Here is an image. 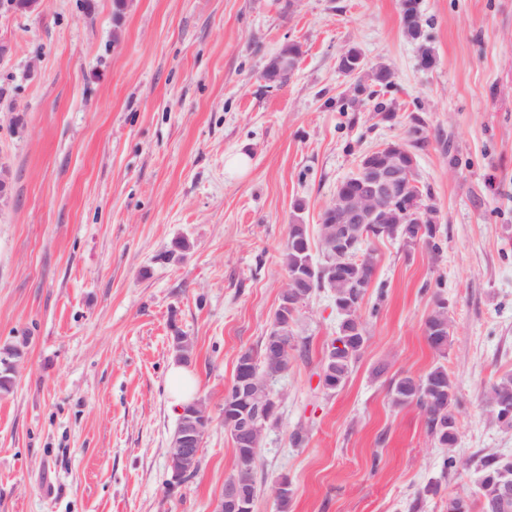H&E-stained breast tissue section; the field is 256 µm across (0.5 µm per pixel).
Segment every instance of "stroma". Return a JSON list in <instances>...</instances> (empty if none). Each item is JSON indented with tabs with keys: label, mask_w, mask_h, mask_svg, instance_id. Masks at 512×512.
I'll return each instance as SVG.
<instances>
[{
	"label": "stroma",
	"mask_w": 512,
	"mask_h": 512,
	"mask_svg": "<svg viewBox=\"0 0 512 512\" xmlns=\"http://www.w3.org/2000/svg\"><path fill=\"white\" fill-rule=\"evenodd\" d=\"M401 0H46L0 9V348L22 345L0 395V512H213L233 470L220 417L238 356L259 350L279 305L288 227L319 224L359 158L405 139L437 210L440 258L375 245L369 341L343 387L319 383L340 317L322 288L293 332L307 355L281 396L256 472L255 512H444L475 469L443 474L442 449L391 376L444 365L459 399L454 454L512 456L486 392L512 372V0H419L434 63L403 29ZM302 54L286 84L269 59ZM357 48L390 87L355 92ZM394 112L380 118L376 106ZM242 153L250 165L230 168ZM187 250L168 260L177 241ZM448 301L446 354L428 346L433 291ZM214 422L198 470L168 490L179 409L174 334ZM302 431V444L291 436ZM437 495H423L429 484ZM285 46H288V48H286L288 52H278L273 57H271L269 62L267 63L264 69V76L267 80L269 78H273L287 73L289 74L295 71L296 66L292 63L290 59H288V55L296 56L299 59L301 55L300 46L296 44H287Z\"/></svg>",
	"instance_id": "35a3bbf8"
}]
</instances>
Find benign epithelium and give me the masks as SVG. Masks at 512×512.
Returning <instances> with one entry per match:
<instances>
[{
  "label": "benign epithelium",
  "mask_w": 512,
  "mask_h": 512,
  "mask_svg": "<svg viewBox=\"0 0 512 512\" xmlns=\"http://www.w3.org/2000/svg\"><path fill=\"white\" fill-rule=\"evenodd\" d=\"M339 65L355 74L364 68L362 57L354 51L343 52ZM295 71V65L288 59V53L279 52L270 58L264 69L265 78H273ZM408 149L402 140L365 153L359 160L351 191L335 193L333 203L327 209L331 216L340 215L336 231L326 234V255L328 265L324 271L334 275L336 269L350 263L369 264L374 262V253L365 250L367 242H376L382 233L380 224L388 210H396L405 216L403 223L404 241L418 243L420 231L417 225L426 224L431 232H436V211L421 203L420 197L409 192L411 168L404 162ZM289 302L283 305L280 319L271 322L269 344L277 349L278 337L283 335L282 327L293 324L296 311L301 309L306 299L309 279L301 271L286 276ZM252 370L236 373L234 389L241 405L232 418V430L237 447L256 454L260 439L264 436L263 421L277 412L279 396L273 387L265 389L260 396L254 394ZM213 423L209 410L199 400L181 409L178 427L173 432L167 454L172 488L182 484L189 471L194 468L200 454L205 435ZM248 482L239 478L224 481V492L217 502L214 512H252Z\"/></svg>",
  "instance_id": "7a95c632"
}]
</instances>
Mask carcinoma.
<instances>
[{"label": "carcinoma", "instance_id": "carcinoma-1", "mask_svg": "<svg viewBox=\"0 0 512 512\" xmlns=\"http://www.w3.org/2000/svg\"><path fill=\"white\" fill-rule=\"evenodd\" d=\"M402 20H407L408 14H413L419 20L415 27L403 24L406 35L419 43L421 60L430 64L433 62L432 50L427 46V36L420 30L422 20L417 0H401ZM311 260L309 240L301 239L294 244H287L283 254V264L286 272L295 269L303 270ZM375 274V266L349 265L336 271V277L321 274V266H314L308 291L314 293L321 288L336 291V310L341 322L348 325H362V304L359 303V293L350 288V284L361 279H370ZM446 319L442 304L441 292L436 291L432 296V308L426 317L425 324L431 329L426 337L429 346L443 355L448 350L449 333L438 330V326ZM358 336L336 335L327 345L324 368L329 380V390L334 391L345 384L358 363L368 341L366 328H361ZM284 345L282 352L271 355L268 345H263L260 353L242 352L237 360L236 369H241L244 359L253 360L251 368L256 371L257 381L264 383L265 376L288 370V365L294 359L298 350V337L293 333L281 339ZM388 393L392 405L396 407L415 406L423 417L425 428L430 437L442 448H452L458 440V429L448 426V416L456 414L457 400L454 381L448 370L442 365L431 367L419 377L400 374L390 379ZM486 404L491 418L504 428H512V373L500 377L486 396ZM234 456L233 474L243 476L251 484H256L255 474L258 468L257 460L240 456L239 448H232ZM476 469L479 473L477 489L474 493L457 494L448 497L445 502V512H473V502L480 503L481 512H512V498H504V490L512 486V456L488 453L479 457Z\"/></svg>", "mask_w": 512, "mask_h": 512}]
</instances>
